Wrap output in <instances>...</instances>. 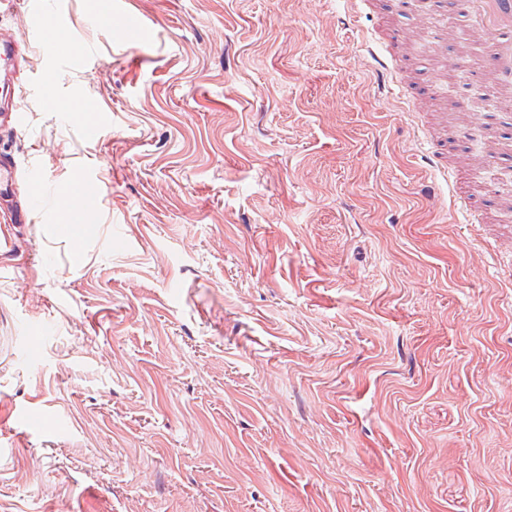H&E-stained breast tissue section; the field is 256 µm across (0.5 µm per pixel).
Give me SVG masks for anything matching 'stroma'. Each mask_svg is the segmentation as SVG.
I'll return each mask as SVG.
<instances>
[{"instance_id": "1", "label": "stroma", "mask_w": 512, "mask_h": 512, "mask_svg": "<svg viewBox=\"0 0 512 512\" xmlns=\"http://www.w3.org/2000/svg\"><path fill=\"white\" fill-rule=\"evenodd\" d=\"M106 5L138 27L109 31L96 0L0 13L26 49L0 153L61 201L0 251V512H512V188L477 140L453 187L417 145L483 115L459 107L484 63L461 0L463 68L396 49L440 91L422 112L363 38L420 34L424 9ZM85 170L104 184L79 224Z\"/></svg>"}]
</instances>
